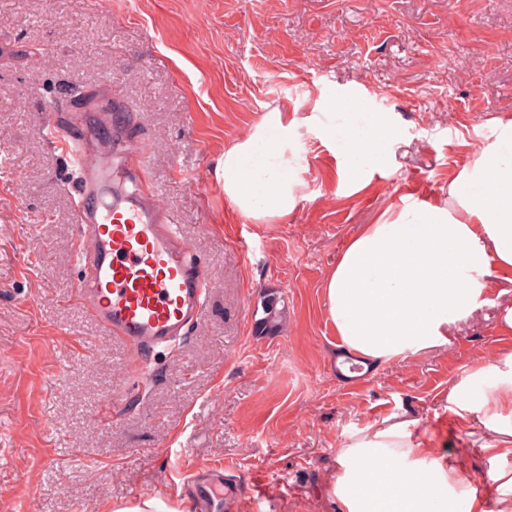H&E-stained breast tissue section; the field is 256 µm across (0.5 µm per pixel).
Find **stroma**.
Masks as SVG:
<instances>
[{
	"label": "stroma",
	"mask_w": 512,
	"mask_h": 512,
	"mask_svg": "<svg viewBox=\"0 0 512 512\" xmlns=\"http://www.w3.org/2000/svg\"><path fill=\"white\" fill-rule=\"evenodd\" d=\"M105 82L137 115L146 183L212 274L200 323L137 356L75 301L76 194L44 132ZM361 104L393 135L354 192L343 139L307 119L341 126ZM276 109L297 120L303 188L287 218L257 224L224 195V148ZM498 118L512 119V0H0V512L175 501L188 468L222 462L223 512H340L338 450L386 420L465 455L456 495L494 512L505 491L490 475L512 453L479 450L492 432L448 392L512 353V271H493L447 346L354 379L336 370L323 283L415 183L447 196ZM191 171L203 181L183 184ZM270 293L287 324L259 336Z\"/></svg>",
	"instance_id": "stroma-1"
}]
</instances>
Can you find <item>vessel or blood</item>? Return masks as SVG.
Listing matches in <instances>:
<instances>
[{
	"instance_id": "obj_1",
	"label": "vessel or blood",
	"mask_w": 512,
	"mask_h": 512,
	"mask_svg": "<svg viewBox=\"0 0 512 512\" xmlns=\"http://www.w3.org/2000/svg\"><path fill=\"white\" fill-rule=\"evenodd\" d=\"M71 120L77 135H60L51 124L46 131L77 174L76 301L133 351L169 346L201 320L208 277L157 192L139 188L147 157L126 139L134 116L111 86L85 89ZM191 484L196 512H213L220 485L199 472Z\"/></svg>"
}]
</instances>
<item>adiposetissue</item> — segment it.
<instances>
[{
  "label": "adipose tissue",
  "instance_id": "ef3b65f1",
  "mask_svg": "<svg viewBox=\"0 0 512 512\" xmlns=\"http://www.w3.org/2000/svg\"><path fill=\"white\" fill-rule=\"evenodd\" d=\"M325 131L342 133L351 185L362 188V163L383 157L391 129L379 121ZM294 132L287 113L269 112L224 149V195L255 223H275L297 204ZM495 270H512V119L498 121L493 142L471 153L447 197L359 226L324 281L328 317L341 347L367 362L421 355L448 345L451 328L487 304ZM448 400L459 418L494 432L484 451L512 448V353L476 367ZM433 453L407 423L369 425L340 449L334 492L347 512H486L475 496L449 491L462 460L431 465Z\"/></svg>",
  "mask_w": 512,
  "mask_h": 512
}]
</instances>
